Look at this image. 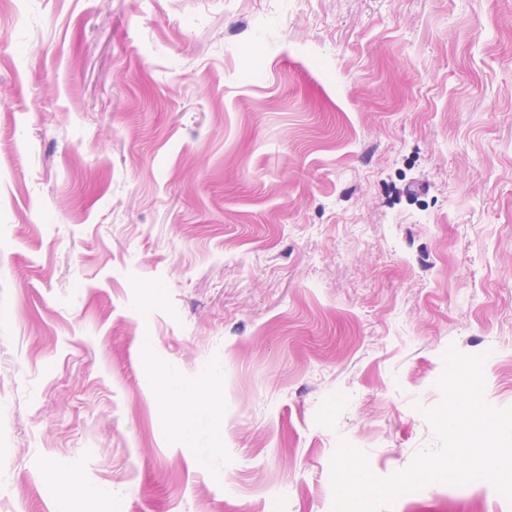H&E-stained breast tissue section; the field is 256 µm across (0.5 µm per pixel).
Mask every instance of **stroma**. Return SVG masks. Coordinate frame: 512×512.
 <instances>
[{"label":"stroma","mask_w":512,"mask_h":512,"mask_svg":"<svg viewBox=\"0 0 512 512\" xmlns=\"http://www.w3.org/2000/svg\"><path fill=\"white\" fill-rule=\"evenodd\" d=\"M1 113L0 512H330L451 344L512 406V0H9ZM213 384L208 390H193L187 394L180 395L173 401V392L171 390V382L164 380L158 389V400L163 409H167L174 405L179 412L181 419V431L185 441L189 442L193 435V415L197 409L207 400L210 399ZM47 478L70 494L81 499H91L102 494V490L94 485L83 482L76 474L59 469H51L46 474Z\"/></svg>","instance_id":"obj_1"}]
</instances>
